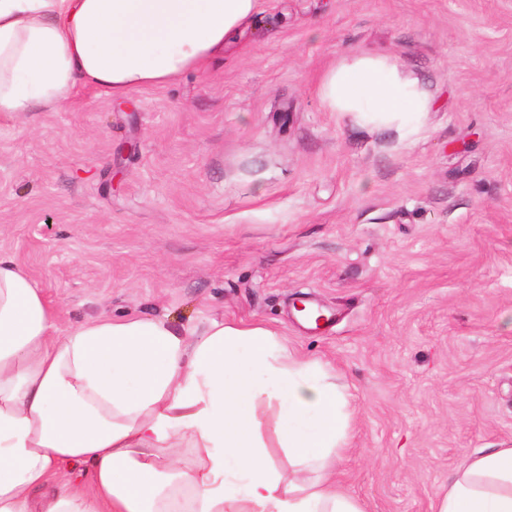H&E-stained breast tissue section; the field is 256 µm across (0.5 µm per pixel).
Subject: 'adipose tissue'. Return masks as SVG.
Returning a JSON list of instances; mask_svg holds the SVG:
<instances>
[{"mask_svg": "<svg viewBox=\"0 0 512 512\" xmlns=\"http://www.w3.org/2000/svg\"><path fill=\"white\" fill-rule=\"evenodd\" d=\"M259 0H0V113L60 109L80 84L116 99L204 66ZM334 112L408 116L424 92L385 62L328 72ZM277 410L288 465L261 454ZM349 401L271 330L161 319L60 328L40 285L0 251V512H363L336 480ZM191 449L183 460L182 449ZM435 512H512V447L478 450Z\"/></svg>", "mask_w": 512, "mask_h": 512, "instance_id": "obj_1", "label": "adipose tissue"}]
</instances>
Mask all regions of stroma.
<instances>
[{
    "instance_id": "stroma-1",
    "label": "stroma",
    "mask_w": 512,
    "mask_h": 512,
    "mask_svg": "<svg viewBox=\"0 0 512 512\" xmlns=\"http://www.w3.org/2000/svg\"><path fill=\"white\" fill-rule=\"evenodd\" d=\"M361 55L431 112L328 111L326 74ZM0 250L66 324L273 331L347 388L342 488L434 512L512 444V0H260L205 69L1 114Z\"/></svg>"
}]
</instances>
